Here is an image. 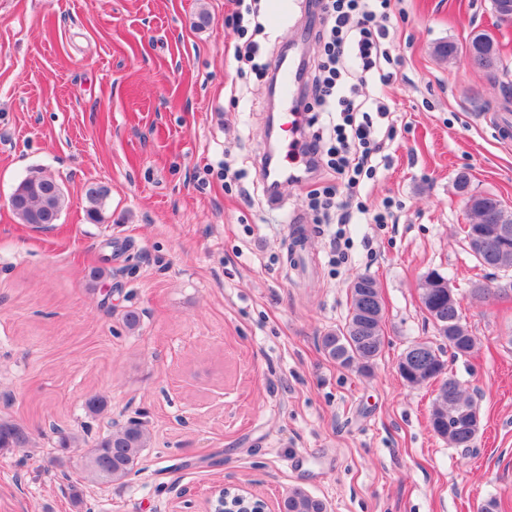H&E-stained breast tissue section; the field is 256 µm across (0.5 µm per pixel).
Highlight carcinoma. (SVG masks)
<instances>
[{
  "mask_svg": "<svg viewBox=\"0 0 512 512\" xmlns=\"http://www.w3.org/2000/svg\"><path fill=\"white\" fill-rule=\"evenodd\" d=\"M468 44L478 51L491 52L501 59L498 42L486 31L471 33ZM110 189L99 183L85 188L89 204L87 213L91 217L101 215ZM479 206L469 215V225L464 227L466 241H471L469 226L485 222L486 211L495 213L497 224L512 228V213L507 211L494 195H478ZM66 204L62 186L54 178L39 171H32L19 181L10 196L12 212L23 224L45 226L58 223ZM369 288L350 284L351 310L345 324L322 336L321 344L327 356L345 367H357L368 372L380 356L384 344L383 313L377 282L365 277ZM434 307L448 316V327L438 331L448 348L456 355L468 354L476 344L463 323L461 303L448 296L447 291L432 292ZM416 356L407 361L406 367H398L401 379L409 386L439 382L438 394L433 403L429 423L433 432L454 446L470 447L474 440L469 432L462 430L477 414V408L467 395L461 382L447 374L441 349L428 342L410 345L405 357ZM27 442V436L18 426L9 422L0 423V448L19 447ZM149 442V432L141 422L131 420L126 425L103 436L96 445V456L89 457L87 470L98 482L122 484L137 466L141 453ZM282 512H327L326 504L319 498L296 488L289 491L281 504Z\"/></svg>",
  "mask_w": 512,
  "mask_h": 512,
  "instance_id": "obj_1",
  "label": "carcinoma"
}]
</instances>
